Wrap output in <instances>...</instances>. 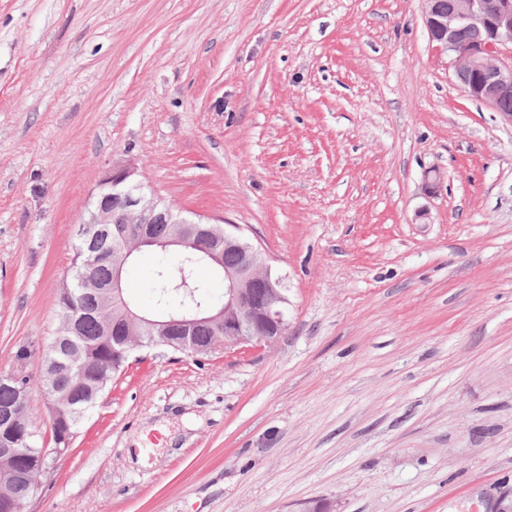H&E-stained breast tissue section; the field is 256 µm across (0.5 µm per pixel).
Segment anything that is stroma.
I'll list each match as a JSON object with an SVG mask.
<instances>
[{
	"label": "stroma",
	"mask_w": 512,
	"mask_h": 512,
	"mask_svg": "<svg viewBox=\"0 0 512 512\" xmlns=\"http://www.w3.org/2000/svg\"><path fill=\"white\" fill-rule=\"evenodd\" d=\"M123 163L239 226L288 325L136 348L24 512L512 503V124L423 0H0V373L31 389Z\"/></svg>",
	"instance_id": "obj_1"
}]
</instances>
